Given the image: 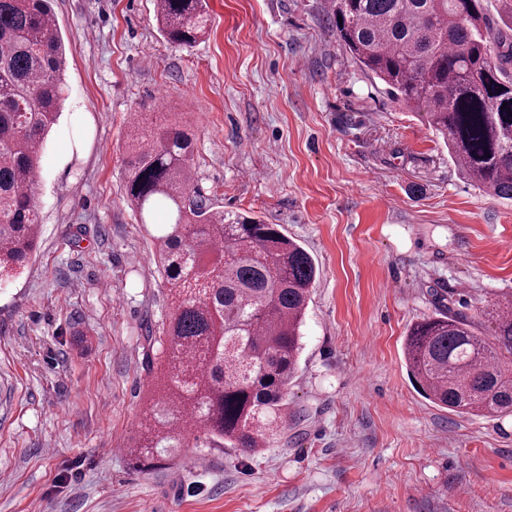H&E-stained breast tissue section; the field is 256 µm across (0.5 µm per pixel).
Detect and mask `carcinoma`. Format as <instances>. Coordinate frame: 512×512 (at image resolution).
<instances>
[{
  "label": "carcinoma",
  "mask_w": 512,
  "mask_h": 512,
  "mask_svg": "<svg viewBox=\"0 0 512 512\" xmlns=\"http://www.w3.org/2000/svg\"><path fill=\"white\" fill-rule=\"evenodd\" d=\"M336 33L354 60L408 111L425 110L460 174L512 200V39L482 0H332ZM163 37L190 47L208 30L206 0H158ZM65 43L50 0H0V281L36 250L41 157L65 101ZM39 91L35 102L28 93ZM194 137L178 121L127 144L125 196L143 224L155 208L152 254L174 314L163 335L162 376L130 449L149 458L183 448L256 453L288 417L301 326L316 279L309 253L275 224L214 213L196 197ZM497 323L482 335L480 317ZM410 375L434 404L464 415L512 416V305L470 313L453 296L414 322L404 341Z\"/></svg>",
  "instance_id": "cac0c4a2"
}]
</instances>
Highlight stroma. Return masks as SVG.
I'll use <instances>...</instances> for the list:
<instances>
[{"mask_svg": "<svg viewBox=\"0 0 512 512\" xmlns=\"http://www.w3.org/2000/svg\"><path fill=\"white\" fill-rule=\"evenodd\" d=\"M207 4L179 48L155 0H52L68 98L38 250L0 283V512H512V417L433 404L403 354L436 295H512V201L352 60L327 0ZM135 114L191 128L211 211L279 225L319 268L288 420L258 453L127 452L173 313L124 197Z\"/></svg>", "mask_w": 512, "mask_h": 512, "instance_id": "1", "label": "stroma"}]
</instances>
